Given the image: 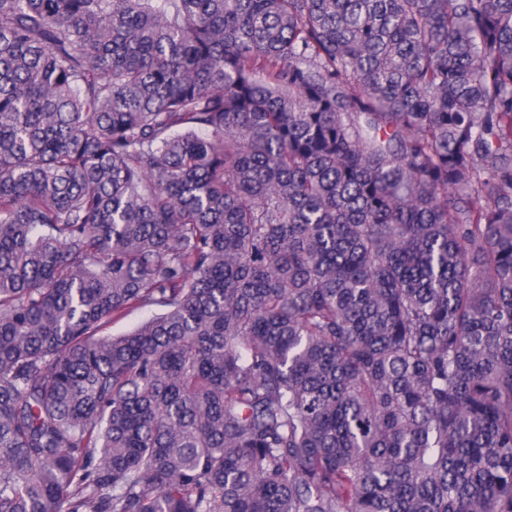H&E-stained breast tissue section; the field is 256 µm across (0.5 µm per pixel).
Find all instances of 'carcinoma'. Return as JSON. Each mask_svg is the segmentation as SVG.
<instances>
[{
    "instance_id": "1",
    "label": "carcinoma",
    "mask_w": 512,
    "mask_h": 512,
    "mask_svg": "<svg viewBox=\"0 0 512 512\" xmlns=\"http://www.w3.org/2000/svg\"><path fill=\"white\" fill-rule=\"evenodd\" d=\"M0 512H512V0H0ZM156 312V309L150 307L132 310L124 317L112 322L108 333L114 336L126 333L152 317Z\"/></svg>"
}]
</instances>
